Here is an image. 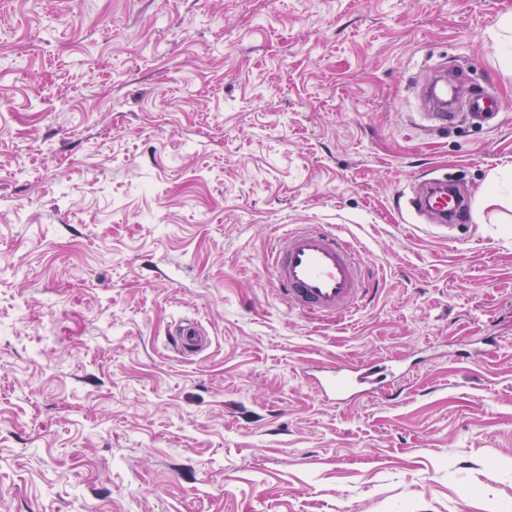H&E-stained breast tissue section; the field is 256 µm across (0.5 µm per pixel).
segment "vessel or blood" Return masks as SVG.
I'll return each mask as SVG.
<instances>
[{
    "instance_id": "obj_1",
    "label": "vessel or blood",
    "mask_w": 512,
    "mask_h": 512,
    "mask_svg": "<svg viewBox=\"0 0 512 512\" xmlns=\"http://www.w3.org/2000/svg\"><path fill=\"white\" fill-rule=\"evenodd\" d=\"M430 95L436 104L431 118L436 126L453 122L459 112L475 118L495 116L498 105L472 88L463 77L434 81ZM444 178L427 179L403 195L405 210L427 215L439 227H458L467 198L448 193ZM271 285L290 311L309 320H342L360 307L370 292L364 249L343 232L325 224H287L275 231L267 254ZM173 336L183 355L207 350L210 338L194 320L175 325ZM382 374L372 368L332 364L314 377L318 392L332 404L377 390Z\"/></svg>"
}]
</instances>
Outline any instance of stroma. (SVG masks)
<instances>
[{
  "label": "stroma",
  "instance_id": "35a3bbf8",
  "mask_svg": "<svg viewBox=\"0 0 512 512\" xmlns=\"http://www.w3.org/2000/svg\"><path fill=\"white\" fill-rule=\"evenodd\" d=\"M511 21L512 0H0V512H512V193L446 234L398 204L512 168ZM448 68L499 116L430 128ZM281 224L340 226L376 295L290 315L264 269ZM181 319L209 349L175 352ZM399 361L397 399L311 379Z\"/></svg>",
  "mask_w": 512,
  "mask_h": 512
}]
</instances>
